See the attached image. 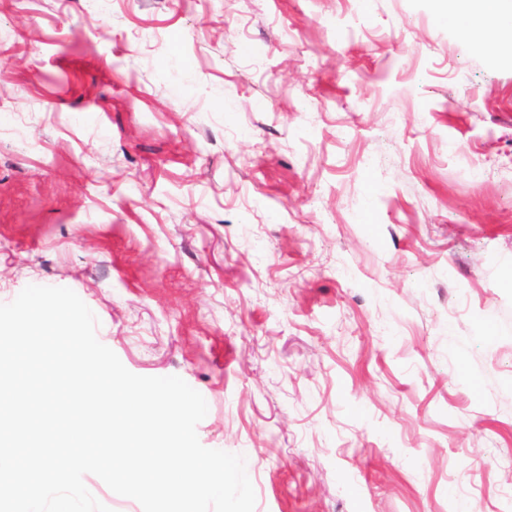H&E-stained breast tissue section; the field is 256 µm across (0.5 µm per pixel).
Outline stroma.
<instances>
[{
	"mask_svg": "<svg viewBox=\"0 0 512 512\" xmlns=\"http://www.w3.org/2000/svg\"><path fill=\"white\" fill-rule=\"evenodd\" d=\"M448 0H0V304L73 290L254 512H512V40Z\"/></svg>",
	"mask_w": 512,
	"mask_h": 512,
	"instance_id": "obj_1",
	"label": "stroma"
}]
</instances>
